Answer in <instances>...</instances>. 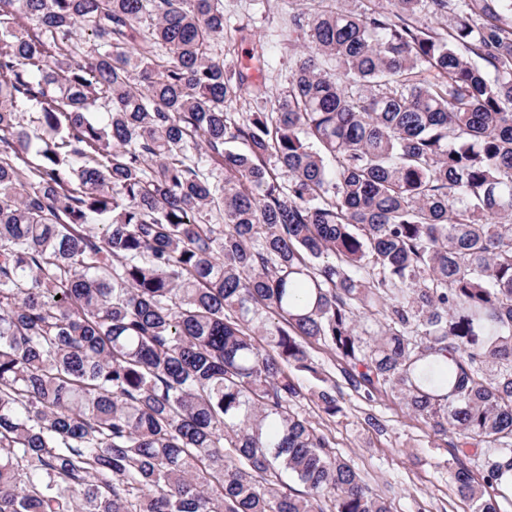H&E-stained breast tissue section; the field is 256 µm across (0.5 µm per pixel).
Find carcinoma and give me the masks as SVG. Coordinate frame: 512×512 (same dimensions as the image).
<instances>
[{
    "mask_svg": "<svg viewBox=\"0 0 512 512\" xmlns=\"http://www.w3.org/2000/svg\"><path fill=\"white\" fill-rule=\"evenodd\" d=\"M320 2L235 116L224 0H0V512H391L315 345L512 496V0Z\"/></svg>",
    "mask_w": 512,
    "mask_h": 512,
    "instance_id": "obj_1",
    "label": "carcinoma"
}]
</instances>
